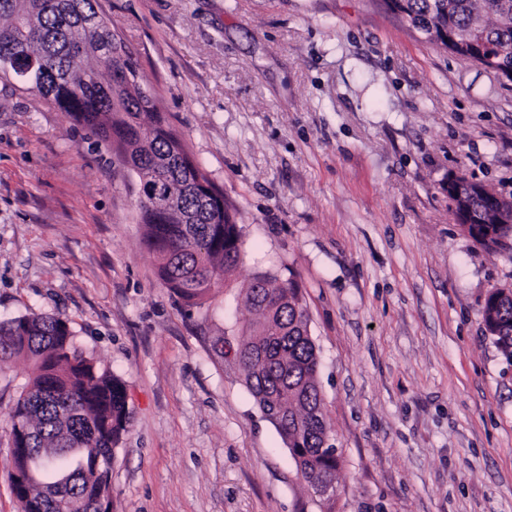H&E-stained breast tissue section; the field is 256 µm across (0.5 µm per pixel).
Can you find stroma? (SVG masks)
<instances>
[{
	"label": "stroma",
	"instance_id": "obj_1",
	"mask_svg": "<svg viewBox=\"0 0 512 512\" xmlns=\"http://www.w3.org/2000/svg\"><path fill=\"white\" fill-rule=\"evenodd\" d=\"M242 229L241 264L185 310L143 244L138 184L41 95L0 82V322L66 318L126 384L112 512H512V364L483 307L512 249L461 228L456 171L512 198V84L384 0H100ZM294 277L342 464L307 491L214 337L255 275ZM0 369V512L9 408Z\"/></svg>",
	"mask_w": 512,
	"mask_h": 512
}]
</instances>
